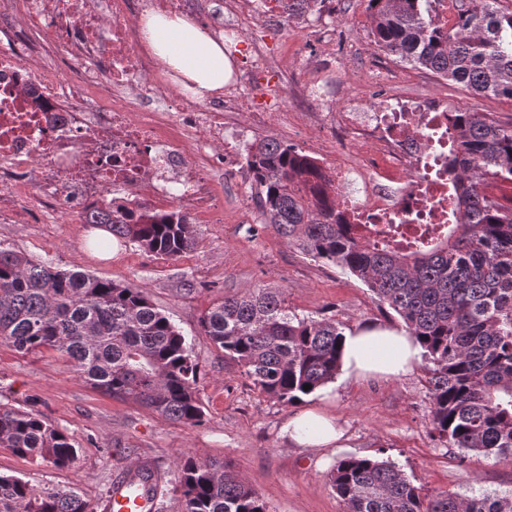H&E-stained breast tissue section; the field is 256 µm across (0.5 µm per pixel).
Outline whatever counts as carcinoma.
Wrapping results in <instances>:
<instances>
[{
	"label": "carcinoma",
	"instance_id": "obj_1",
	"mask_svg": "<svg viewBox=\"0 0 512 512\" xmlns=\"http://www.w3.org/2000/svg\"><path fill=\"white\" fill-rule=\"evenodd\" d=\"M430 0H368L377 50L445 78L475 96L512 101V12L496 0H461L445 29L425 19ZM448 148V233L402 251L374 247L352 232L336 193L303 154L265 138L249 165L265 223L310 258L363 282L396 313L424 349L431 436L447 448L512 457V199L486 191L512 183V125L460 110ZM84 223L106 228L162 258L194 243L179 211L112 199ZM204 334L261 393L287 405L335 380L344 329L323 316H300L279 288L226 296L202 319ZM0 342L22 354L51 347L75 372L114 399L131 400L166 420L205 422L199 367L185 337L144 288L59 270L0 245ZM310 389H304V386ZM0 447L67 468L77 450L40 415L0 407ZM136 477L151 500L180 494L181 512H266L231 466L188 456L174 481L146 465ZM343 512H512V495H429L396 463L346 456L330 470ZM0 512H89L75 491L37 490L0 474Z\"/></svg>",
	"mask_w": 512,
	"mask_h": 512
}]
</instances>
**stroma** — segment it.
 I'll return each instance as SVG.
<instances>
[{
	"label": "stroma",
	"instance_id": "obj_1",
	"mask_svg": "<svg viewBox=\"0 0 512 512\" xmlns=\"http://www.w3.org/2000/svg\"><path fill=\"white\" fill-rule=\"evenodd\" d=\"M347 42L335 51L306 41L285 19L274 41L289 56L307 57L314 72H343L356 92L371 91L379 73L400 78L405 93L423 92L447 100L449 108L490 114L512 122V102L475 97L430 71L376 50L366 30L348 23L368 17V0H325ZM224 202V221L206 223L194 215L198 244L174 259H162L132 242L110 259L94 246L93 228L43 221L21 211L0 223V244L62 270L82 271L119 284L146 289L153 304L183 334L200 368L199 397L206 420L188 425L165 420L132 401L102 394L53 349L22 354L0 343V404L34 411L63 429L78 450L72 467L57 469L0 448V474L28 481L37 489L76 491L96 506L130 463L149 461L174 476L182 456L231 464L261 496L267 512H342L329 481L333 464L345 456L389 459L427 492L512 495V459L476 452L459 453L430 436V395L423 366L395 378H336L328 401L310 395L302 405H285L261 394L225 362L224 353L204 335L201 320L212 303L267 285L282 289L290 310L322 313L344 329L368 324L402 327L391 310L379 307L373 293L339 267L305 256L268 224L252 223L254 187L234 174L214 172ZM303 408L333 416L344 437L338 446L298 448L280 428Z\"/></svg>",
	"mask_w": 512,
	"mask_h": 512
}]
</instances>
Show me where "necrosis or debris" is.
<instances>
[{
    "instance_id": "necrosis-or-debris-1",
    "label": "necrosis or debris",
    "mask_w": 512,
    "mask_h": 512,
    "mask_svg": "<svg viewBox=\"0 0 512 512\" xmlns=\"http://www.w3.org/2000/svg\"><path fill=\"white\" fill-rule=\"evenodd\" d=\"M213 0H0V217L29 206L81 216L105 192L181 205L223 223L215 166L236 167L243 135L305 123L313 161L347 223L371 240L413 245L448 221V103L382 91L365 106L342 79L291 81L265 39L279 0H222L212 26L242 58L223 95L199 100L161 77L142 21L208 19ZM195 128L201 139L185 144Z\"/></svg>"
}]
</instances>
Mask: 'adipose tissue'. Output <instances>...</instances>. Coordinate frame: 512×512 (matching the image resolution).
<instances>
[{"instance_id":"obj_1","label":"adipose tissue","mask_w":512,"mask_h":512,"mask_svg":"<svg viewBox=\"0 0 512 512\" xmlns=\"http://www.w3.org/2000/svg\"><path fill=\"white\" fill-rule=\"evenodd\" d=\"M143 36L166 71L204 99L224 90L233 68L223 41L214 39L197 23L180 15L154 13L143 20ZM422 348L402 330L366 326L346 331L341 342L343 377H399L410 374L421 359ZM292 444L321 447L336 444L342 431L323 413L305 410L283 426Z\"/></svg>"}]
</instances>
